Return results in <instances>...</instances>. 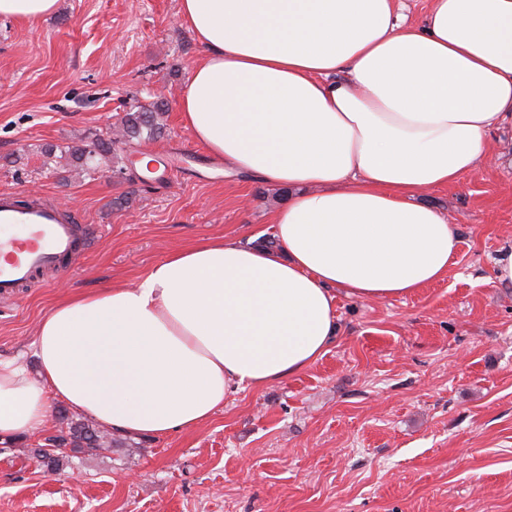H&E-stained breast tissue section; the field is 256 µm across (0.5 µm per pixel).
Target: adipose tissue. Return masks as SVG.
<instances>
[{
	"label": "adipose tissue",
	"mask_w": 512,
	"mask_h": 512,
	"mask_svg": "<svg viewBox=\"0 0 512 512\" xmlns=\"http://www.w3.org/2000/svg\"><path fill=\"white\" fill-rule=\"evenodd\" d=\"M179 0L203 48L184 126L227 170L287 188L275 247L197 241L135 287L60 298L31 374L0 360V441L51 400L112 432L207 422L231 390L307 368L339 332L336 297H405L443 280L459 231L418 202L479 173L512 115V0Z\"/></svg>",
	"instance_id": "obj_1"
}]
</instances>
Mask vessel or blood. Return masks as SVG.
Returning a JSON list of instances; mask_svg holds the SVG:
<instances>
[{"label": "vessel or blood", "instance_id": "vessel-or-blood-1", "mask_svg": "<svg viewBox=\"0 0 512 512\" xmlns=\"http://www.w3.org/2000/svg\"><path fill=\"white\" fill-rule=\"evenodd\" d=\"M98 235L97 227L79 223L48 199L22 202L1 192L0 298L14 299L44 269L77 262Z\"/></svg>", "mask_w": 512, "mask_h": 512}]
</instances>
